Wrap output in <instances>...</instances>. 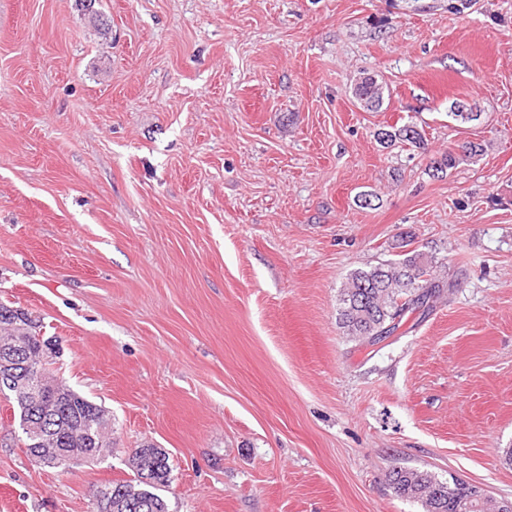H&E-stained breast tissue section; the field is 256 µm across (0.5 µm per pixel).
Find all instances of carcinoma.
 <instances>
[{
  "label": "carcinoma",
  "instance_id": "obj_1",
  "mask_svg": "<svg viewBox=\"0 0 512 512\" xmlns=\"http://www.w3.org/2000/svg\"><path fill=\"white\" fill-rule=\"evenodd\" d=\"M353 95L366 110L382 107L384 87L374 77H364L353 88ZM381 145L396 144L425 148V137L414 124L392 125L377 132ZM482 152V145L469 142L462 146L461 154L448 152L435 166L436 172H445L459 162L474 158ZM447 283L434 274L433 260L422 253L404 255L368 270H356L340 289L338 323L352 340H376L393 334L403 317L410 311L438 299ZM37 323L29 312L18 316L11 307L0 302V338L11 336L19 326ZM13 401L17 421L22 416H37L27 405V398L18 389L6 393ZM103 412L102 406L70 389L64 394L57 412L45 421L48 428L63 433L64 440L57 444L70 456H99L104 448H91L82 423ZM137 463L134 479L106 485L112 489V508L97 506V512H168V505L161 492L171 482L170 457L167 452L149 445L135 449ZM393 493L402 499L421 504L423 512H486L487 497L482 489L461 483L453 494L443 480L414 467L396 466L387 476Z\"/></svg>",
  "mask_w": 512,
  "mask_h": 512
}]
</instances>
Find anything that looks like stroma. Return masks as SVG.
Here are the masks:
<instances>
[{
  "instance_id": "1",
  "label": "stroma",
  "mask_w": 512,
  "mask_h": 512,
  "mask_svg": "<svg viewBox=\"0 0 512 512\" xmlns=\"http://www.w3.org/2000/svg\"><path fill=\"white\" fill-rule=\"evenodd\" d=\"M413 250L447 291L347 338L349 275ZM0 302L112 413L40 467L0 394V512H96L148 443L169 512H422L396 466L512 501V0H0ZM352 93L366 110H378L383 105L384 87L375 77H363L355 84ZM377 139L384 147L395 146L396 144L410 145L422 149L425 148V137L422 131L414 124L392 125L388 129H380L377 132ZM483 148L480 143L477 142H469L462 146L461 154L456 155L450 151L448 153H445L440 161H437L436 166H431L432 168H435L434 170L438 174L439 172L443 173L446 172L447 169L454 168L456 164H458L460 161L467 160L468 158H474L476 156H479L482 152ZM433 170V171H434Z\"/></svg>"
}]
</instances>
